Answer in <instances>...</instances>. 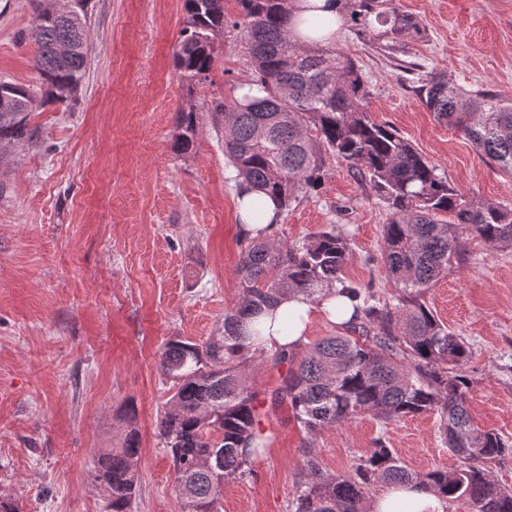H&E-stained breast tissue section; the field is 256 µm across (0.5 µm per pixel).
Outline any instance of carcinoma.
<instances>
[{
  "label": "carcinoma",
  "instance_id": "1",
  "mask_svg": "<svg viewBox=\"0 0 512 512\" xmlns=\"http://www.w3.org/2000/svg\"><path fill=\"white\" fill-rule=\"evenodd\" d=\"M43 0L32 37L41 99L11 82L0 94V148L33 136L28 115L34 106L67 100L87 64L85 24L66 13L51 15ZM250 86L227 106L224 152L236 171L237 192L254 190L287 209L299 195L321 185L325 153L356 166L362 180L388 205L382 259L398 294L386 299L370 288L345 284L349 259L346 230L335 224L295 243L246 239L236 274L241 287L235 309L224 314L222 332L199 344L177 337L159 355V370L172 392L158 433L173 462L182 512H221L224 481L254 474L270 437L261 428L258 394L247 370L268 359L286 367L273 404L288 402L307 434L344 425L361 415L384 424L419 414H438L444 443L463 459L451 472L417 474L402 464L384 440L360 456L352 472L323 470L310 448L302 449V480L291 512H370L375 485L411 484L447 500L462 499L469 512H512V490L499 484L490 465L512 457V441L474 427L466 404L468 381L462 366L470 349L448 330L422 300L473 235L493 247L512 248V206L466 198L437 174L406 138L375 123L367 110L368 91L357 63L336 48L301 46L291 39L290 0H236ZM358 39L396 50L420 23L396 0H346ZM185 25L174 66L190 82L207 78L214 40L224 33V0H182ZM420 101L458 129L487 161L512 176V98L478 90L465 92L442 74L419 86ZM194 109L181 110L176 149L193 148ZM446 214L444 221L440 216ZM358 301L350 336H325L297 355L267 354L257 346L262 309L292 292L319 302L333 286ZM126 424L120 446L105 449L95 479L109 494L111 512H132L141 478L142 448L134 407L121 414Z\"/></svg>",
  "mask_w": 512,
  "mask_h": 512
}]
</instances>
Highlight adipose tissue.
I'll return each instance as SVG.
<instances>
[{
	"label": "adipose tissue",
	"instance_id": "ef3b65f1",
	"mask_svg": "<svg viewBox=\"0 0 512 512\" xmlns=\"http://www.w3.org/2000/svg\"><path fill=\"white\" fill-rule=\"evenodd\" d=\"M290 7L295 17L292 37L300 43H311L315 38L333 40L346 15L345 0H292ZM326 20L321 33L310 31L309 15ZM340 296L331 294L321 302L313 303L295 294L285 297L276 307L265 310L259 317L263 339L261 348L268 352L300 348L307 340L314 319L335 321ZM371 512H444L441 497L433 492H422L412 485H394L374 498Z\"/></svg>",
	"mask_w": 512,
	"mask_h": 512
}]
</instances>
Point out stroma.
I'll use <instances>...</instances> for the list:
<instances>
[{"label":"stroma","mask_w":512,"mask_h":512,"mask_svg":"<svg viewBox=\"0 0 512 512\" xmlns=\"http://www.w3.org/2000/svg\"><path fill=\"white\" fill-rule=\"evenodd\" d=\"M39 0H0V80L41 92L31 37ZM424 27L387 53L351 25L333 41L367 82L371 118L398 131L466 197L512 205V177L490 166L419 100L424 75L512 97V0H398ZM89 55L71 100L39 107L34 134L0 156V498L22 512H108L94 478L133 404L142 467L134 512H181L157 432L169 397L159 349L221 331L237 302L245 246L234 170L215 115L252 79L237 30L215 42L206 80L173 63L181 0H89ZM415 63L412 72L402 62ZM194 107L190 152L174 149L179 110ZM384 203L355 167L330 156L319 190L300 195L272 230L299 241L327 224L350 231L346 283L395 295L381 262ZM470 347L464 371L476 427L512 439V249L468 237L447 277L423 296ZM258 414L272 441L254 475L224 483L223 512H288L314 449L324 470L351 472L384 438L410 470H454L435 415L381 425L369 415L309 435L271 396L281 373L254 363Z\"/></svg>","instance_id":"1"}]
</instances>
